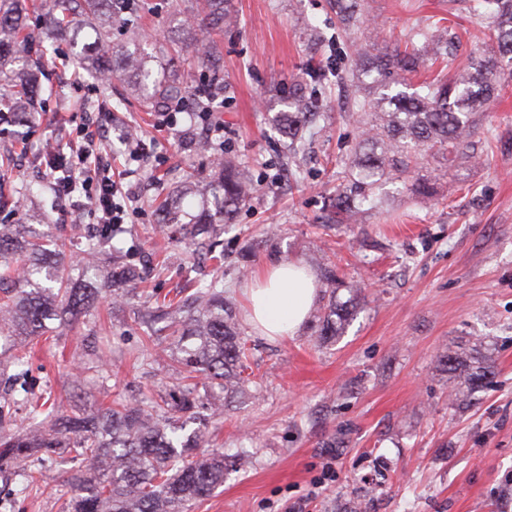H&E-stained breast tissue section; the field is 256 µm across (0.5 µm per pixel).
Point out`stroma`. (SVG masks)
I'll use <instances>...</instances> for the list:
<instances>
[{"label": "stroma", "instance_id": "1", "mask_svg": "<svg viewBox=\"0 0 512 512\" xmlns=\"http://www.w3.org/2000/svg\"><path fill=\"white\" fill-rule=\"evenodd\" d=\"M231 2L236 26L214 34L224 53V152L245 168L256 193L225 234L219 267L160 232L159 204L184 170H210V157L186 145L201 139L200 126L185 116L175 134L156 130L155 114L140 111L117 79L95 96L73 86L60 61L69 47L46 41L39 119L31 131L13 125L0 135L10 168L0 177V224H70L38 187L59 113L84 103L113 116V171L124 168L119 139L127 130L165 156L127 180L138 213L126 241L156 253L164 269L139 284L131 303L103 297L96 335L81 323L38 343L35 391L69 414L174 390L180 377L166 344L137 314L187 280L219 277L253 347L255 381L210 420L224 484L188 512H512V85L482 114L473 146L426 163L434 200L388 184L357 224H321L361 133L352 87L337 91L298 155H289L272 123L309 60L342 69L351 41L377 36L392 45L446 16L457 36L448 57L453 73L485 49L490 16L474 10V0H366L368 22L349 41L338 35L332 0ZM23 185L31 192L18 210L11 200ZM273 262L301 263L317 278L335 268L343 300L349 285L363 287L342 336L320 340L312 315L279 339L249 323L243 287ZM444 355L481 357L493 374L472 396L460 395ZM61 481V467L46 466L38 497L23 499L12 473L0 474V512H62Z\"/></svg>", "mask_w": 512, "mask_h": 512}]
</instances>
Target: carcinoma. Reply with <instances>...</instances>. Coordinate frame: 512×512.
Returning a JSON list of instances; mask_svg holds the SVG:
<instances>
[{
	"label": "carcinoma",
	"mask_w": 512,
	"mask_h": 512,
	"mask_svg": "<svg viewBox=\"0 0 512 512\" xmlns=\"http://www.w3.org/2000/svg\"><path fill=\"white\" fill-rule=\"evenodd\" d=\"M228 0H204L202 16L172 11L177 26L165 38L168 47L196 50L201 69L219 78L221 50L217 41L202 38L205 29H221L233 22ZM336 15L347 31L364 23L360 0H333ZM496 16L488 32V49L471 58L455 77L437 74L420 91H410L408 75L421 64L443 56L440 44L448 38L443 27L436 36L410 33L404 46L382 52L372 44L353 43L347 69L349 81L361 97L353 115L362 125L344 178L331 209L336 222L358 223L362 207L384 184L404 178L407 191L422 199L434 194L430 183L415 177L427 158L454 155L477 132L484 106L499 96L504 67H512V0H495ZM141 8L134 0H0V121L34 125V108L43 92L42 65L32 45L50 38L68 42L81 69L107 82L119 77L138 94V103L153 112L190 93L188 86L142 48L144 33L129 35L115 67L109 55L112 34L127 28L125 14ZM308 81L288 92L285 110L275 126L288 139V150L303 143L308 124L332 103L334 85L316 64L309 65ZM253 185L229 156L205 185L192 174L185 185L166 197L164 233H178L198 255L221 263L218 238L233 223L238 209L252 197ZM126 228L113 224L83 234L84 254L76 265L65 263V228L46 225L41 233L25 224L0 225V370L18 384L0 398V470L21 478L24 495L41 491V466L47 460L78 462L66 471L63 512H184L224 483V454L205 450L207 418L201 415L200 391L215 394L210 415L223 413L225 399L244 393L249 378L247 348L235 311L224 299V283L216 278L198 285L189 296L156 302L150 316L165 323L174 361L190 383L170 399L126 400L88 414H63L55 402L31 397L22 381L30 367V345L95 316L105 283H117L115 298L130 300L136 285L153 270L152 263L122 246ZM112 252V271L103 273L94 261ZM327 302L318 314L317 335L330 339L343 334L362 289L350 285L354 300H336V277L326 273ZM488 367L468 368V391L482 388ZM26 430L14 431L19 411ZM175 411L180 420H170ZM197 428L184 434L187 424Z\"/></svg>",
	"instance_id": "obj_1"
}]
</instances>
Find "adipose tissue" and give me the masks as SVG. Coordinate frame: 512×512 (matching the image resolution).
<instances>
[{
	"label": "adipose tissue",
	"mask_w": 512,
	"mask_h": 512,
	"mask_svg": "<svg viewBox=\"0 0 512 512\" xmlns=\"http://www.w3.org/2000/svg\"><path fill=\"white\" fill-rule=\"evenodd\" d=\"M316 294L314 277L302 266L265 265L247 290L250 320L271 338L294 334L305 321Z\"/></svg>",
	"instance_id": "ef3b65f1"
}]
</instances>
